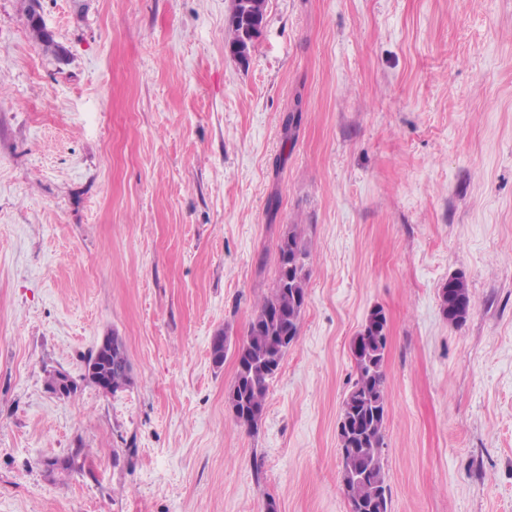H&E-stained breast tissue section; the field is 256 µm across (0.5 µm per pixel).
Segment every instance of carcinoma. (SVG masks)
<instances>
[{"instance_id": "cac0c4a2", "label": "carcinoma", "mask_w": 512, "mask_h": 512, "mask_svg": "<svg viewBox=\"0 0 512 512\" xmlns=\"http://www.w3.org/2000/svg\"><path fill=\"white\" fill-rule=\"evenodd\" d=\"M265 25V5L258 15L232 12L227 20L226 46L230 54L247 45L256 27ZM33 40L46 52L59 56L63 48L47 29L29 20ZM278 263L274 288L252 315L245 338L235 349L236 373L226 401L234 409L238 425L249 430L258 427L270 385L277 375L288 348L296 341L307 299L310 277V251L298 224L286 226L277 243ZM440 310L449 323L466 322L471 298L463 273L448 276L439 289ZM385 319L380 308L365 318L362 332L350 341L356 378L346 394L338 421L337 438L342 451L340 481L350 512H390V486L382 457L384 431L389 413L384 361L386 345L370 343L377 335L378 320ZM226 331L217 332L211 341L213 364H224L229 349ZM110 365L102 390L114 394L129 385L130 363L124 344L101 356L90 354L86 365L97 360Z\"/></svg>"}]
</instances>
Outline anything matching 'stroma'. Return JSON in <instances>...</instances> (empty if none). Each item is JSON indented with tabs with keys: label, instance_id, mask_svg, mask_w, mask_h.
Masks as SVG:
<instances>
[{
	"label": "stroma",
	"instance_id": "35a3bbf8",
	"mask_svg": "<svg viewBox=\"0 0 512 512\" xmlns=\"http://www.w3.org/2000/svg\"><path fill=\"white\" fill-rule=\"evenodd\" d=\"M40 3L66 60L0 0V512H349L337 424L375 307L391 512H512V0H266L244 62L233 0ZM289 224L308 296L250 431L210 344L244 339ZM113 332L111 395L84 360ZM262 4L259 5L258 15L256 16L247 13L243 14V12H231L228 20H227V39L226 46L231 55L235 56V50L242 49L247 44V40L249 41L250 49L248 50V55L251 49L254 46L255 39L260 35L262 27L265 25V0H261ZM255 25L260 26V29L257 31L255 29ZM256 34L254 40H251V36ZM439 302L440 310L449 323L459 326L466 322L471 309V298L469 283L464 273L448 276V282L439 289ZM101 359H104L108 365L111 366L106 382L103 378H97L100 383H105L103 387H100L96 380L90 378L88 373L89 366L93 362H98L96 360ZM86 370L90 381L102 388L104 392L115 394L117 391L124 389L129 385L131 380L130 363L124 343L120 342L118 347L113 348L107 354H104V356H97V351L94 354L91 353L86 361Z\"/></svg>",
	"mask_w": 512,
	"mask_h": 512
}]
</instances>
